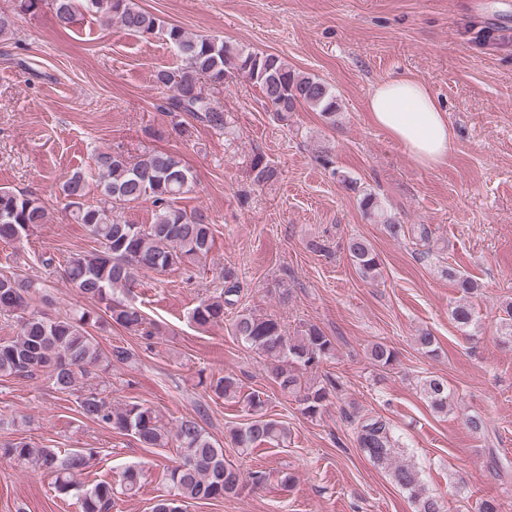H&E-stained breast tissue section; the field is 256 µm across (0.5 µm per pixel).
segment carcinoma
I'll return each mask as SVG.
<instances>
[{"label":"carcinoma","mask_w":512,"mask_h":512,"mask_svg":"<svg viewBox=\"0 0 512 512\" xmlns=\"http://www.w3.org/2000/svg\"><path fill=\"white\" fill-rule=\"evenodd\" d=\"M50 2L55 21L61 28L72 24L84 11L102 22L116 21L129 35L159 34L174 51L180 65L157 74V83L166 90L164 109L185 112L209 126L232 133L224 110L207 98L202 80L222 85L242 77L258 87L271 111L282 120L288 113L308 108L327 123L336 124L339 105L336 91L322 79L295 71L281 57L246 50L222 37L191 35L175 24H165L141 9L135 0H15L18 13L35 14ZM252 182L263 187L275 180L277 171L261 155L251 164ZM194 175L177 156L148 151L134 163L118 150H100L94 167L73 172L61 185V193L75 223L85 227L96 247L70 254L62 276L79 294L94 303L90 309L51 315L33 309L39 294L37 285L16 273H0V315L16 317L20 332L0 339V377L48 379L54 390L71 393L89 382L77 397L79 413L86 419L120 433L132 434L145 448L174 445L180 462L168 469L169 494L158 499L152 512H182L186 500H221L238 493L241 471L224 459V449L214 442L194 419H184L169 429L156 410L138 402L112 407L104 396L101 373L113 364H126L133 353L114 345L107 352L100 348L93 330L104 325L119 326L128 333L149 339L158 326L137 306L120 297L134 287L142 271L165 272L200 263L213 244L209 216L198 208L186 209L179 200L194 188ZM96 193H91V186ZM151 201L153 218L149 224H131L121 218L124 206ZM363 213L384 225L392 236L403 232L385 214L378 196L364 191L359 195ZM47 211L42 200L24 191L0 190V241L16 242L45 222ZM351 260L365 279L380 275V259L371 244L362 238L348 242ZM463 294L477 290L476 282L452 267L443 270ZM224 288L204 298L192 309L191 319L201 328L224 323L225 310L237 303L240 293L236 271L224 270ZM452 320L465 331L476 322L472 305L460 302L450 310ZM232 334L257 352L266 362L267 376L284 394L295 396L303 415L313 419L322 413L329 397L339 388L338 379L327 374L320 382L304 383L306 372H317L335 355L333 340L316 325H307L291 337L273 315L245 311L236 316ZM371 362L381 368L393 365L396 355L384 343L372 344ZM214 393L236 399L248 407L250 419L231 430L235 447L243 452L263 443H279L287 438L285 425L263 413L266 400L259 392L242 393L233 375H224L211 384ZM422 393L432 410L448 412V386L440 378H429ZM356 441L369 460L387 470L391 482L408 493L416 512H444L434 496L425 493L417 468L396 457L392 424L385 418L358 421ZM0 457L20 467L43 470L54 477L56 489L74 494L81 512H112L119 496L140 489L141 470L131 464L124 468L118 483L101 480L91 487L78 476L94 457L91 448L61 454L50 448H37L25 438L0 443Z\"/></svg>","instance_id":"obj_1"}]
</instances>
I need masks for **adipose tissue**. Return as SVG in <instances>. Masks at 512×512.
Instances as JSON below:
<instances>
[{
	"label": "adipose tissue",
	"instance_id": "ef3b65f1",
	"mask_svg": "<svg viewBox=\"0 0 512 512\" xmlns=\"http://www.w3.org/2000/svg\"><path fill=\"white\" fill-rule=\"evenodd\" d=\"M367 108L375 125L424 167L442 163L452 146L448 117L431 89L410 77L386 80L371 90Z\"/></svg>",
	"mask_w": 512,
	"mask_h": 512
}]
</instances>
